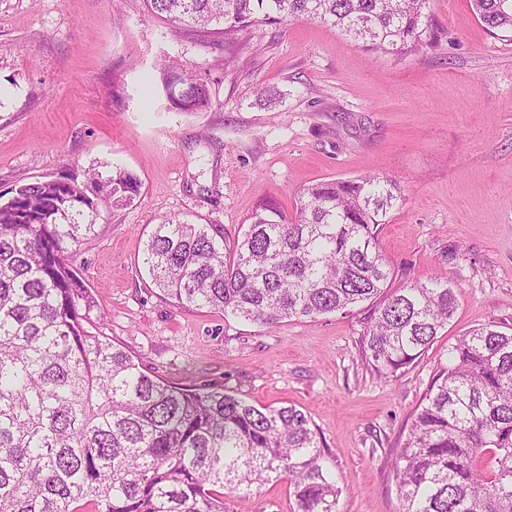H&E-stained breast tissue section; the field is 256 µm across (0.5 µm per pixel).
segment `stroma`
<instances>
[{
  "label": "stroma",
  "instance_id": "stroma-1",
  "mask_svg": "<svg viewBox=\"0 0 512 512\" xmlns=\"http://www.w3.org/2000/svg\"><path fill=\"white\" fill-rule=\"evenodd\" d=\"M430 12L439 46L396 60L319 21L227 35L173 29L144 0H0V195L62 172L136 175L138 195L99 206L76 250L90 330L168 382L302 410L340 512H398L392 464L449 346L482 325L512 333V38L470 0ZM165 62L207 83L209 110H169ZM374 174L399 187L379 234L392 287L436 276L457 300L397 376L362 353L369 305L266 328L178 304L143 268L161 217L231 242L261 204L291 216L307 186Z\"/></svg>",
  "mask_w": 512,
  "mask_h": 512
}]
</instances>
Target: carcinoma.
<instances>
[{"label":"carcinoma","instance_id":"carcinoma-1","mask_svg":"<svg viewBox=\"0 0 512 512\" xmlns=\"http://www.w3.org/2000/svg\"><path fill=\"white\" fill-rule=\"evenodd\" d=\"M430 0H146L178 28L222 32L320 20L369 54L399 60L436 47ZM492 34L512 33V0H470ZM171 109L212 107L204 82L164 70ZM60 173L0 202V512H225L285 477L295 512H339L310 420L293 405L261 406L220 388H191L85 323L95 307L73 248L95 234L98 204L140 189ZM397 182L367 175L307 187L290 219L256 212L233 247L219 224L166 218L143 264L179 304L272 328L285 319L373 311L364 339L375 370L411 365L455 313L453 288L433 278L392 292L379 246ZM399 512H512V334L484 325L448 347L396 453Z\"/></svg>","mask_w":512,"mask_h":512}]
</instances>
